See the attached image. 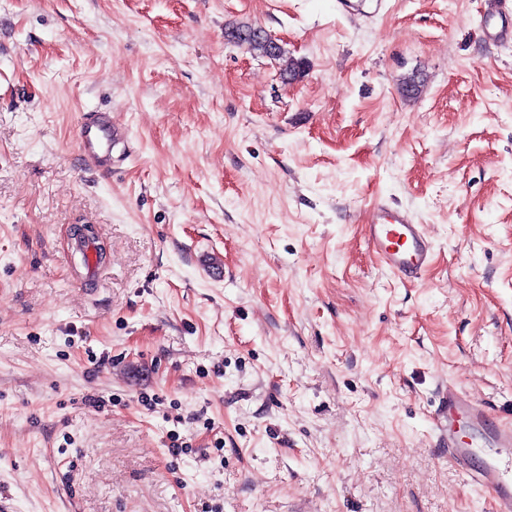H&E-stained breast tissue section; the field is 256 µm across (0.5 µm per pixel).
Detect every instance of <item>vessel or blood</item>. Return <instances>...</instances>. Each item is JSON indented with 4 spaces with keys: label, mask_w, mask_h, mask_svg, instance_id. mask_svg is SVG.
Masks as SVG:
<instances>
[{
    "label": "vessel or blood",
    "mask_w": 512,
    "mask_h": 512,
    "mask_svg": "<svg viewBox=\"0 0 512 512\" xmlns=\"http://www.w3.org/2000/svg\"><path fill=\"white\" fill-rule=\"evenodd\" d=\"M478 25L489 40L512 41V11L485 9ZM126 136L111 115H93L79 125L77 145L86 163L108 172L112 151ZM365 237L380 264L407 282L418 279L435 254L422 225L382 202L372 210ZM442 399L439 443L447 449L449 462L492 501L495 512H512V424L492 419L484 404L456 384L445 386Z\"/></svg>",
    "instance_id": "1"
}]
</instances>
